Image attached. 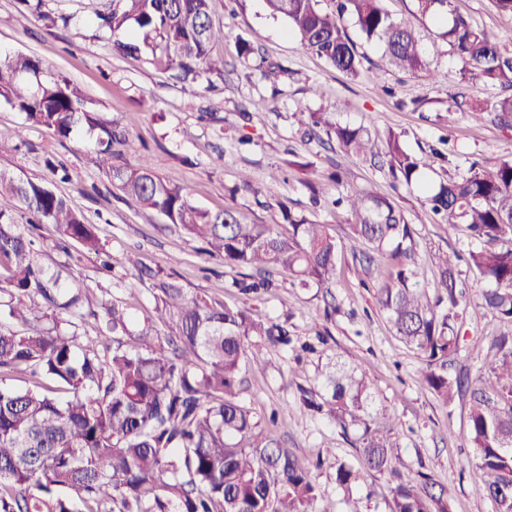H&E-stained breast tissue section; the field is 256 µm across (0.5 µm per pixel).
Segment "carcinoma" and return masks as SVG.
Here are the masks:
<instances>
[{"mask_svg":"<svg viewBox=\"0 0 512 512\" xmlns=\"http://www.w3.org/2000/svg\"><path fill=\"white\" fill-rule=\"evenodd\" d=\"M265 2L288 21L303 49L340 71L355 76L361 68L349 21L366 41L381 44L389 65L409 73L428 68L413 25L393 17L381 0H332L328 8L322 0ZM449 5L413 0V14L447 21L443 37L462 62V80L512 88V51ZM96 19L112 33L114 50H149L178 80L201 65L219 70L209 51L224 39V26L213 18L210 0H110ZM40 71L30 56L1 59L0 96L61 138L81 125L101 128L107 141L97 152L99 167L137 204L201 240L205 256L237 271L230 287L246 296L268 292L277 287L273 273L282 269L298 287L332 295L342 243L328 225L287 213L286 226L248 224L233 209L196 207L147 160L112 162L115 122L102 126L62 77L27 80ZM455 104L467 107L473 120L492 116L512 129V94ZM307 126V134L322 130L347 153L375 156L365 127L333 122L326 112L308 113ZM386 144L393 178L417 185L435 214L482 244L457 259L490 284L481 306L512 322V163L486 171L475 160L466 173L430 188L421 175L433 166L431 157L407 152L392 133ZM16 203L31 215L29 225L14 223ZM334 204L350 216L349 244L366 273L375 275L380 311L424 357L423 382L445 405L467 398L469 441L485 488L495 512H512V334L492 339L494 359L475 382L462 372L449 374L463 340L455 326L457 265L436 257L447 298L432 304L415 265L413 225L396 202L355 191L340 194ZM37 224L54 225L62 249L71 241L103 252L94 225L65 197L0 169V296L7 297L0 306L14 321L0 324V512H335L331 504L317 505L313 471L334 470L347 493L359 473L334 458L319 456L306 465L238 400L239 375L253 349L290 345L286 325L191 295L171 276L154 284L155 319L136 328L133 314L117 302L99 314L87 312L79 277L64 279L41 263L28 233ZM88 314L95 336L61 331V323L72 325ZM15 374L27 376L29 385L8 383ZM373 398L365 377L339 368L324 374L321 389L301 390V410L353 433L365 466L391 474L389 512H452V497L431 476L393 466L396 423L371 407Z\"/></svg>","mask_w":512,"mask_h":512,"instance_id":"cac0c4a2","label":"carcinoma"}]
</instances>
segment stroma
Listing matches in <instances>:
<instances>
[{
  "instance_id": "1",
  "label": "stroma",
  "mask_w": 512,
  "mask_h": 512,
  "mask_svg": "<svg viewBox=\"0 0 512 512\" xmlns=\"http://www.w3.org/2000/svg\"><path fill=\"white\" fill-rule=\"evenodd\" d=\"M106 2L42 0L35 8L0 0V53L31 56L40 61L44 77H65L101 122L120 120L126 133L123 163L148 157L156 173L183 188L199 208H231L254 224L271 223L287 209L329 225L343 240L349 232L346 214L328 204L312 206L310 186H325L331 196L360 190L392 197L416 230V259L427 296L434 300L442 295L431 253L452 257L474 248V241L462 229L437 223L417 189L393 180L384 158L348 155L327 137L304 133L308 113L329 112L341 123L366 126L381 142L396 133L414 154L441 147L449 167L461 172L475 159L489 169L512 162V130L489 120L473 123L453 104L456 95L473 102L500 94L502 88L461 82L462 64L440 40L441 23L412 18L420 44L437 50L431 61L439 81L383 67L380 45L361 40L352 26L348 33L362 56L361 72L353 77L305 51L289 34L287 20L271 15L263 0H211L214 19L224 26V39L212 54L223 59L224 69L201 67L179 81L164 65L151 62L149 53L113 51L111 32L99 28L95 19ZM451 7L512 48V15L498 12L493 0H452ZM245 44L252 48L246 56L241 53ZM270 63L288 70L275 86L262 75ZM314 86L321 87L322 96L311 94ZM415 98L423 101L417 111L398 108V101ZM18 135L24 145L1 155L0 169L65 196L86 223L95 225L112 257V270L105 273L97 255L77 245L65 252L49 247L42 255L49 268L73 269L92 305L124 303L139 324L152 315L153 281L127 264L130 254L146 267L172 275L191 293L243 305L244 296L230 286V269L205 259L200 242L162 214L142 210L99 169L101 131L80 128L62 139L30 124L25 113L0 98V139ZM51 159L64 163L69 180L53 176L47 165ZM243 171L263 188L264 197L236 191ZM334 171L341 173L342 186L329 184ZM339 266L332 300L338 310L332 317L324 315L330 300L315 289L293 286L284 272L278 288L254 302L255 313L263 318L287 322L294 341L250 357L241 375L240 401L299 458L333 457L357 467L360 458L335 425L301 412L298 404L299 388L317 386L328 364L356 370L371 383L376 408L399 425L394 466L428 473L449 487L454 512H494L468 441L466 402L444 406L420 382L418 352L395 335L375 302L374 288L361 285L364 272L350 248H343ZM460 279L467 303L459 322L467 335L489 339L512 330V324L479 306L483 281L465 268ZM314 477L323 500L334 503L336 512H387L389 474L365 473L349 494L337 485L334 471L319 470Z\"/></svg>"
}]
</instances>
